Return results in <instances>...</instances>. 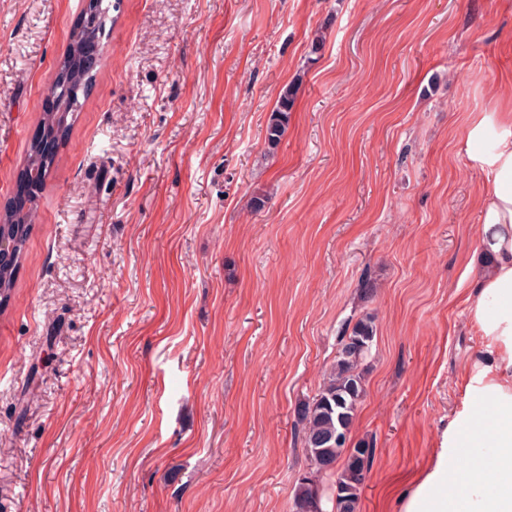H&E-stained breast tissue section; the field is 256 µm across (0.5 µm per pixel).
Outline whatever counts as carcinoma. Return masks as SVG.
<instances>
[{
    "label": "carcinoma",
    "mask_w": 512,
    "mask_h": 512,
    "mask_svg": "<svg viewBox=\"0 0 512 512\" xmlns=\"http://www.w3.org/2000/svg\"><path fill=\"white\" fill-rule=\"evenodd\" d=\"M94 12L93 25L81 24L70 32L66 53L58 63V77L75 90L87 94L94 73L82 65L86 44L98 40L108 20V11L101 0H87L85 12ZM295 87L290 85L280 96L271 113L266 139L275 146L288 126V114L294 105ZM80 103L69 99L56 100L55 108L43 112V134L62 139ZM54 159L46 156L37 143L27 150L23 175L36 190H41L52 177ZM38 195L22 210L8 208L0 215V239L12 243L11 251L0 254V309L11 297L15 277L21 263L32 224L37 218ZM376 337L374 318L360 317L339 337L336 357L326 372L318 394L298 408L303 447L309 471L298 479L293 496L294 505L307 507V512H357L365 471L373 457V444L360 440L347 451L350 434L359 405L364 397L365 367ZM331 510H326V507Z\"/></svg>",
    "instance_id": "obj_1"
}]
</instances>
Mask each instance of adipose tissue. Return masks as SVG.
I'll return each instance as SVG.
<instances>
[{"mask_svg": "<svg viewBox=\"0 0 512 512\" xmlns=\"http://www.w3.org/2000/svg\"><path fill=\"white\" fill-rule=\"evenodd\" d=\"M478 161L488 170L469 316L481 340L466 399L397 512H512V113Z\"/></svg>", "mask_w": 512, "mask_h": 512, "instance_id": "adipose-tissue-1", "label": "adipose tissue"}]
</instances>
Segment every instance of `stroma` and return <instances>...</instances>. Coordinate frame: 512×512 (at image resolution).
Masks as SVG:
<instances>
[{
	"mask_svg": "<svg viewBox=\"0 0 512 512\" xmlns=\"http://www.w3.org/2000/svg\"><path fill=\"white\" fill-rule=\"evenodd\" d=\"M84 5L0 0V213ZM109 16L0 311V512H292L297 410L366 313L358 512H395L477 348L487 174L468 132L512 113V0ZM294 97L295 87L289 85L280 96L278 106L270 115L266 139L271 146L278 144L288 126V114L294 105Z\"/></svg>",
	"mask_w": 512,
	"mask_h": 512,
	"instance_id": "obj_1",
	"label": "stroma"
}]
</instances>
